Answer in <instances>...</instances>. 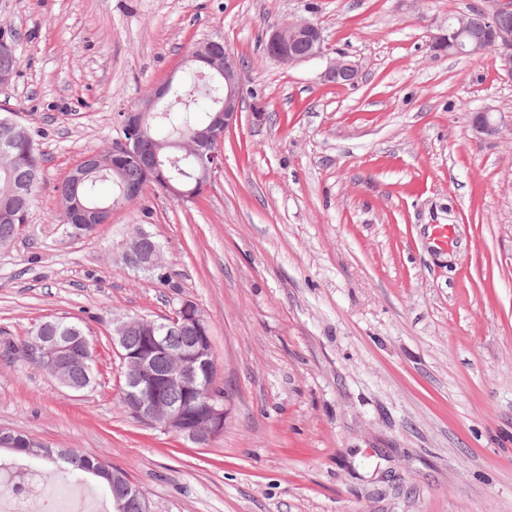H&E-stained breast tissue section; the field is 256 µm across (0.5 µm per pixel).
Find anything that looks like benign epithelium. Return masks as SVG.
Instances as JSON below:
<instances>
[{"label":"benign epithelium","mask_w":512,"mask_h":512,"mask_svg":"<svg viewBox=\"0 0 512 512\" xmlns=\"http://www.w3.org/2000/svg\"><path fill=\"white\" fill-rule=\"evenodd\" d=\"M504 10L505 5L499 0L493 12L487 16V23L495 32L492 42L470 41L471 16L461 14L448 22V37L435 43V47L448 51L450 55L463 57L479 56L491 50L496 54L499 70L512 78V29L498 25ZM266 47L268 56L284 65L315 59L329 51L321 28L309 19L273 29ZM187 61L201 62L207 73L224 79V105L214 113L206 128L173 142L175 148L194 155L202 168L193 189H172L173 197L181 201L195 200L208 189L223 164L220 146L224 136L237 124L241 114L239 62L224 48L223 43L203 41L194 47ZM356 70L354 62L341 56L324 71L323 78L337 85L341 78ZM175 79L176 75L170 74L138 108L123 113L121 123L127 137L112 146L114 161L124 155L144 157L147 177L152 180L164 178L161 155L154 149L146 148L138 133L143 130L151 112L155 111L157 103ZM102 162L103 157L98 153L84 157L71 171L69 179L79 181L85 170ZM139 258L143 259L140 266L150 272L164 270L160 245L151 242L142 232L126 240L122 253L123 263L127 266ZM132 328L139 330L141 344L135 350H127L124 339ZM177 331L191 332L192 341L169 353L171 363L160 376L155 369L156 358L165 350L166 336ZM112 345L117 347L121 363V394L129 417L149 426H158L197 445H206L223 433L224 397L216 394L206 381L208 376L215 374L216 360L210 327L197 303L186 300L173 314L162 318L128 316L114 319ZM29 353L49 378L73 391L79 390V387L70 378L72 365L96 356L95 348L87 337L52 336L42 325L29 337ZM164 388L177 392L189 405L175 408L159 403ZM0 444L8 448L21 444L28 448L32 456H51V448L47 444L29 437L18 443L14 434L8 431L0 433Z\"/></svg>","instance_id":"1"}]
</instances>
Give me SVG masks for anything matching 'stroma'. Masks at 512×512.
<instances>
[{"mask_svg": "<svg viewBox=\"0 0 512 512\" xmlns=\"http://www.w3.org/2000/svg\"><path fill=\"white\" fill-rule=\"evenodd\" d=\"M490 0H0L21 65L0 91L39 130L42 180L0 248V337L81 322L95 384L70 392L0 355V429L97 456L149 512H512V79L493 53L433 50ZM319 24L327 56L265 55ZM219 37L241 119L198 199L151 187L74 238L58 185L123 138L121 112ZM353 84L324 82L339 55ZM504 124L476 132L478 111ZM142 225L166 279L126 267ZM452 229L447 244L435 225ZM200 305L224 394L208 445L118 402L112 320ZM266 47L268 56L283 65L315 59L329 51L321 28L309 19L273 29Z\"/></svg>", "mask_w": 512, "mask_h": 512, "instance_id": "obj_1", "label": "stroma"}]
</instances>
